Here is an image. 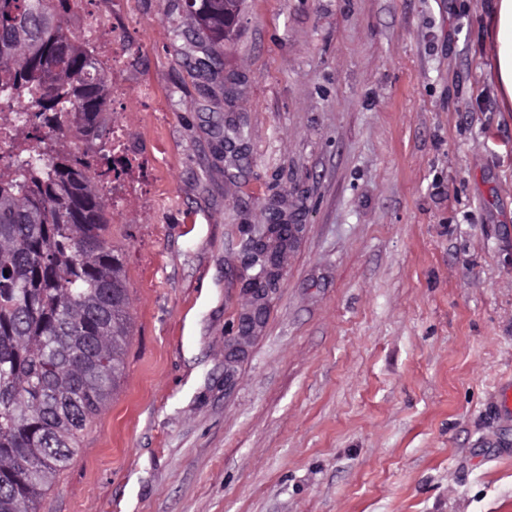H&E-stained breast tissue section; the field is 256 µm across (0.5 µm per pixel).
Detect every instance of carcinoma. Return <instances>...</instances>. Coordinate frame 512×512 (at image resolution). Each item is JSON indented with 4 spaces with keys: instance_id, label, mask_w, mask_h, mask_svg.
<instances>
[{
    "instance_id": "carcinoma-1",
    "label": "carcinoma",
    "mask_w": 512,
    "mask_h": 512,
    "mask_svg": "<svg viewBox=\"0 0 512 512\" xmlns=\"http://www.w3.org/2000/svg\"><path fill=\"white\" fill-rule=\"evenodd\" d=\"M74 2L0 0V111L18 113L0 161V512H39L110 400L129 336L103 193L121 171L78 145L108 135L110 87L68 27ZM240 3L184 0L210 42L197 73L221 66ZM252 232L273 258L288 248L281 226Z\"/></svg>"
}]
</instances>
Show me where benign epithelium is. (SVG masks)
Wrapping results in <instances>:
<instances>
[{"label":"benign epithelium","mask_w":512,"mask_h":512,"mask_svg":"<svg viewBox=\"0 0 512 512\" xmlns=\"http://www.w3.org/2000/svg\"><path fill=\"white\" fill-rule=\"evenodd\" d=\"M241 252L246 258V269L250 270L246 278V288L243 293L246 305L238 317L237 334L231 337L224 349V387L232 385L236 367L245 358L248 347L255 338L257 331L263 327L270 296L276 290L281 278L280 266H269V271L254 270L247 240H242Z\"/></svg>","instance_id":"obj_1"}]
</instances>
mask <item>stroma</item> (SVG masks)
<instances>
[{
	"label": "stroma",
	"mask_w": 512,
	"mask_h": 512,
	"mask_svg": "<svg viewBox=\"0 0 512 512\" xmlns=\"http://www.w3.org/2000/svg\"><path fill=\"white\" fill-rule=\"evenodd\" d=\"M493 0H79L131 171L120 384L40 512H512V106ZM237 127L235 152L215 151ZM306 230L224 384L266 212ZM241 0H185L186 13L194 17L199 28L210 42L205 58L196 59L194 70L201 75H210L222 64L224 40L234 33Z\"/></svg>",
	"instance_id": "35a3bbf8"
}]
</instances>
